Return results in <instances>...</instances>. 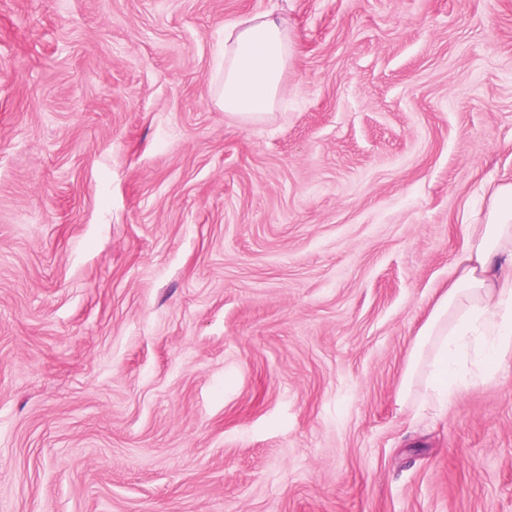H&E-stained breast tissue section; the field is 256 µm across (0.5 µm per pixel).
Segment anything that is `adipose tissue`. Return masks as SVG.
I'll return each mask as SVG.
<instances>
[{"label": "adipose tissue", "instance_id": "1", "mask_svg": "<svg viewBox=\"0 0 512 512\" xmlns=\"http://www.w3.org/2000/svg\"><path fill=\"white\" fill-rule=\"evenodd\" d=\"M292 42L275 10L224 27L217 103L242 123L260 120L277 101ZM498 367L512 352V183L492 192L484 220L466 227L462 254L447 288L414 338L402 393L417 391L418 407L448 406L467 380L459 360L468 352Z\"/></svg>", "mask_w": 512, "mask_h": 512}]
</instances>
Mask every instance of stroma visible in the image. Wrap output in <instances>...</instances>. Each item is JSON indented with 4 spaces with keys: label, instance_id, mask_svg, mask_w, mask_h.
I'll list each match as a JSON object with an SVG mask.
<instances>
[{
    "label": "stroma",
    "instance_id": "1",
    "mask_svg": "<svg viewBox=\"0 0 512 512\" xmlns=\"http://www.w3.org/2000/svg\"><path fill=\"white\" fill-rule=\"evenodd\" d=\"M504 182L512 0H0V512H512V353L398 395ZM277 6L224 26L217 104L241 123L260 120L277 101L292 42Z\"/></svg>",
    "mask_w": 512,
    "mask_h": 512
}]
</instances>
